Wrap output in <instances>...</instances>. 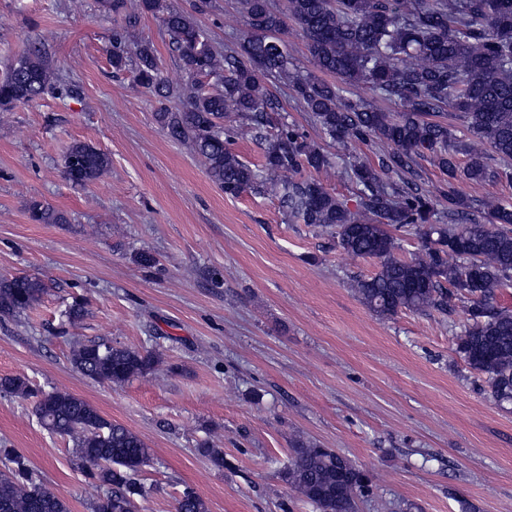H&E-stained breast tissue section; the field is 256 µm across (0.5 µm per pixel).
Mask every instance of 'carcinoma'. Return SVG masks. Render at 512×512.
I'll return each mask as SVG.
<instances>
[{
  "label": "carcinoma",
  "mask_w": 512,
  "mask_h": 512,
  "mask_svg": "<svg viewBox=\"0 0 512 512\" xmlns=\"http://www.w3.org/2000/svg\"><path fill=\"white\" fill-rule=\"evenodd\" d=\"M134 2L138 12L160 15L186 80L174 88L161 74L153 44L129 30L112 35V69L134 67L139 87L164 104L157 121L166 135L200 159L225 195L273 196L290 219L322 228L343 253L376 260L374 274L347 281L375 315H446L451 301L459 300L467 324L452 337L455 352L486 375L494 403L512 405V310L496 301L497 290L512 284V206L482 201V223L473 218L467 198L423 189L415 170L416 157L427 153L450 179L512 181V0H287L283 11L270 0H242L249 33L222 54L166 0ZM290 23L305 39L315 68L333 80L295 71L281 38ZM272 80L286 83L322 132L347 151L370 141L385 145L378 167L357 160L346 165L359 193L357 209L323 182L336 170V155L293 124L268 131L269 113L280 107L269 88ZM360 85L399 111L384 112L354 97L352 89ZM67 90L66 78L35 42L0 77V112ZM173 98L180 107L165 106ZM446 105L468 131L469 143L452 144L448 125L431 119ZM230 112L236 120L227 126ZM238 138L261 146L260 162H246L230 148ZM460 152L468 157L463 168L456 161ZM491 155L503 165H490ZM110 167L109 155L85 142L73 143L63 160L64 176L79 186L99 181ZM29 211L39 224L69 223L67 214L47 203L34 201ZM392 227L412 229L421 248L408 258L398 256ZM44 293L38 277H1L0 317L21 315ZM85 315L77 300L62 312L71 327ZM70 361L84 376L114 386L163 364L149 351L76 336ZM0 392L35 399L43 427L72 443L74 460L102 489L91 512H138V502L149 494L143 468L151 462L138 434L68 391L35 388L23 373L0 377ZM292 452L285 477L298 499L317 512H355L356 498L367 487L360 469L301 437ZM4 456L10 467L0 474V512H69L65 500L42 488L23 456L7 449ZM173 512L207 507L186 488Z\"/></svg>",
  "instance_id": "obj_1"
}]
</instances>
